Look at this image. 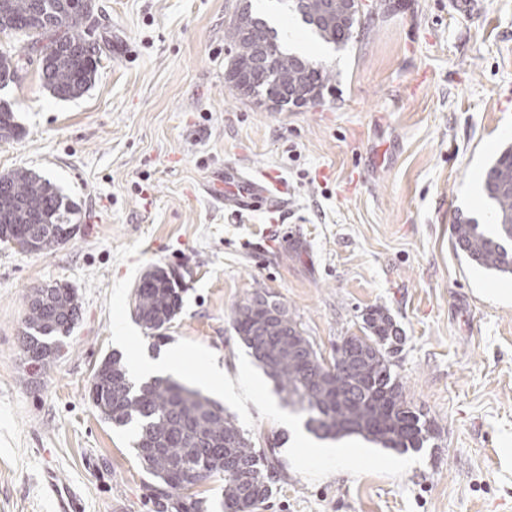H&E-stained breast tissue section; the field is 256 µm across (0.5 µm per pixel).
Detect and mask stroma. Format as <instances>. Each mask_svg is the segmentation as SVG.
<instances>
[{
  "mask_svg": "<svg viewBox=\"0 0 512 512\" xmlns=\"http://www.w3.org/2000/svg\"><path fill=\"white\" fill-rule=\"evenodd\" d=\"M374 11L347 49L320 40L276 0H252L298 54L331 66L316 107L272 112L224 81V28L237 0H95L106 49L81 97L59 99L25 64L0 89L19 135L0 140V174L51 181L79 209L66 245L0 244V512H51L42 475L80 491L85 512H175L155 495L132 428L101 419L88 391L116 352L107 303L131 267L175 273L182 306L156 358L177 341L209 348L230 378L243 345L233 307L260 290L284 303L324 358L379 308L402 342L393 372L435 427L402 477L291 465L290 429L247 410L279 472L261 512H512V279L451 244L459 216L493 233L487 165L512 144V0H364ZM235 166L288 184V206L238 214L205 186ZM76 288L82 317L58 357L20 351L28 290Z\"/></svg>",
  "mask_w": 512,
  "mask_h": 512,
  "instance_id": "stroma-1",
  "label": "stroma"
}]
</instances>
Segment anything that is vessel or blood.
<instances>
[{
    "instance_id": "vessel-or-blood-1",
    "label": "vessel or blood",
    "mask_w": 512,
    "mask_h": 512,
    "mask_svg": "<svg viewBox=\"0 0 512 512\" xmlns=\"http://www.w3.org/2000/svg\"><path fill=\"white\" fill-rule=\"evenodd\" d=\"M206 191L239 212H248L257 208L279 212L288 203L285 187L280 181L269 177L261 179L245 175L234 169L217 173L207 184ZM44 486L47 495L54 503L55 512H83L80 493L72 486L60 481L55 470L45 471Z\"/></svg>"
}]
</instances>
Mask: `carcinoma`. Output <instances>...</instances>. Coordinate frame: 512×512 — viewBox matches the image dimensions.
Returning <instances> with one entry per match:
<instances>
[{
  "mask_svg": "<svg viewBox=\"0 0 512 512\" xmlns=\"http://www.w3.org/2000/svg\"><path fill=\"white\" fill-rule=\"evenodd\" d=\"M277 2L307 16L304 23L337 49L366 25L367 13L358 8L348 14L347 0H303L301 7L294 0ZM92 10V0H0V34L40 52V79L53 95L76 98L90 89L101 63L98 45L86 47L93 39L86 25ZM274 31L252 14L250 5L237 8L224 29L232 53L225 82L242 96L260 97L274 112L321 104L336 73L289 51L282 40L271 67H264ZM23 68L22 57L1 52L0 87L14 82ZM17 135L14 112L1 105L0 140ZM483 192L493 207L496 231L487 235L476 221L461 218L452 225L453 248L492 274L512 275V146L486 167ZM76 213L73 202L37 174L16 170L0 175L1 243H12L21 252L51 251L73 238ZM180 306L178 284L162 269L134 290V319L151 333L168 324ZM80 314L78 294L68 284L31 289L22 320L27 361L44 364L53 354L50 343L70 336ZM232 320L277 392L307 413L306 426L318 436L361 437L399 452H418L433 438L432 424L407 401L402 384L387 368V353L400 336L383 310L365 314L368 335L344 336L336 344V371L320 361L286 306L265 291L236 304ZM89 398L104 421L135 427L137 454L162 486L161 495L217 474L224 475V512H256L273 494L279 461L254 448L233 416L201 392L163 377L136 384L121 356L113 353L95 371Z\"/></svg>",
  "mask_w": 512,
  "mask_h": 512,
  "instance_id": "cac0c4a2",
  "label": "carcinoma"
}]
</instances>
